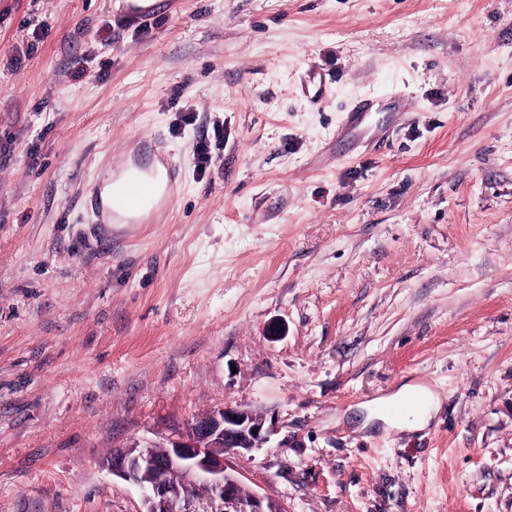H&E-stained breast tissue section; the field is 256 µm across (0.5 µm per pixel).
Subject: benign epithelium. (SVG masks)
<instances>
[{
  "label": "benign epithelium",
  "instance_id": "7a95c632",
  "mask_svg": "<svg viewBox=\"0 0 512 512\" xmlns=\"http://www.w3.org/2000/svg\"><path fill=\"white\" fill-rule=\"evenodd\" d=\"M272 432L263 415L225 405L193 416L161 442L114 450L109 468L139 490L138 512H288L268 493L244 492V475L227 462Z\"/></svg>",
  "mask_w": 512,
  "mask_h": 512
}]
</instances>
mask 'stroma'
Segmentation results:
<instances>
[{"label":"stroma","mask_w":512,"mask_h":512,"mask_svg":"<svg viewBox=\"0 0 512 512\" xmlns=\"http://www.w3.org/2000/svg\"><path fill=\"white\" fill-rule=\"evenodd\" d=\"M142 139L174 199L95 224ZM225 405L288 512H512V0H0V512H137L113 449ZM120 11L141 22L153 20L160 12L165 0H118ZM307 90L312 92V99L323 100L329 93L333 83L332 78L318 65H310L307 72ZM411 393H420L421 395H417L420 397L425 405L423 409L416 413H410L404 416L400 417H389L387 416L383 409L382 404L385 402H392L395 400H399L401 398L407 397V395ZM375 406V413H371L365 424L373 417H378L382 420H384L386 423L391 425L392 427H396L399 429H406V430H414L424 427L428 421L430 420L432 416V411L435 409V402L434 397L432 393L423 385L421 384H405L403 385L397 393L394 395L385 398L377 400L374 403ZM364 424V425H365Z\"/></svg>","instance_id":"1"}]
</instances>
